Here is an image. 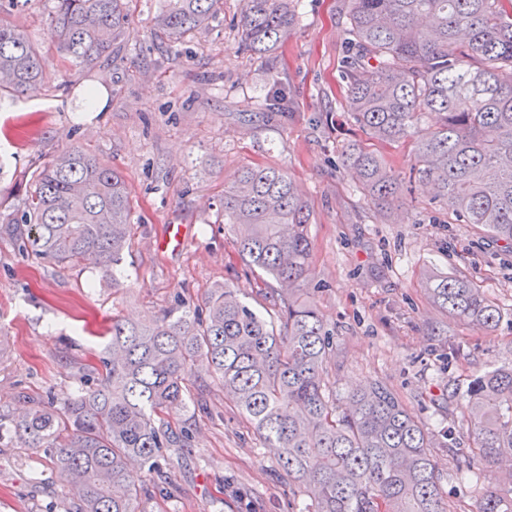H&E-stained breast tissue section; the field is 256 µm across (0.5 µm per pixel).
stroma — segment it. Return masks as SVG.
<instances>
[{
	"mask_svg": "<svg viewBox=\"0 0 512 512\" xmlns=\"http://www.w3.org/2000/svg\"><path fill=\"white\" fill-rule=\"evenodd\" d=\"M161 4L132 0L129 35L84 72L57 64L51 0H0V15L43 48L51 76L41 93L0 101V207L11 210L39 163L69 148L117 169L134 202L132 235L110 276L89 261L57 267L0 237V412L20 414L33 396L76 397L81 375L100 367L98 333L112 317L143 322L198 308L226 284L274 319L222 204L242 168H281L314 214L306 296L333 335L327 392L341 402L368 382L387 385L436 440L450 512H476L479 489L457 473L454 451L472 444L461 421L470 381L512 362V248L475 225L447 223L444 202L421 181L382 208L344 168L342 148L363 137L342 78L347 0H295L299 25L262 56L239 44L241 0H223L207 29L175 47L155 26ZM276 75L288 98L279 124L258 107ZM88 87L97 107L86 104ZM166 224L185 226L183 251H156ZM436 273L482 288L502 312L495 330L437 310L424 288ZM195 374L186 408L168 417L174 437L189 433L187 447L165 450L161 474L133 475L145 512H306L307 496L274 449L205 364ZM70 497L44 453L0 441V512H64Z\"/></svg>",
	"mask_w": 512,
	"mask_h": 512,
	"instance_id": "35a3bbf8",
	"label": "stroma"
}]
</instances>
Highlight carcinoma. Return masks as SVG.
<instances>
[{
  "instance_id": "obj_1",
  "label": "carcinoma",
  "mask_w": 512,
  "mask_h": 512,
  "mask_svg": "<svg viewBox=\"0 0 512 512\" xmlns=\"http://www.w3.org/2000/svg\"><path fill=\"white\" fill-rule=\"evenodd\" d=\"M164 2L156 27L171 43L206 28L220 5ZM292 2L243 0L242 45L265 54L286 39L296 21ZM54 4L52 37L66 63L95 67L129 31V0ZM348 19L343 79L355 122L377 146L413 143L411 174L447 204L448 220L512 245V0H348ZM47 80L41 51L0 17V100L36 93ZM259 106L278 121L287 109L283 89ZM427 112L440 114L441 124L420 135ZM341 156L370 202L386 206L402 192L404 178L377 147L354 142ZM37 170L20 204L0 216V235L59 267L90 259L108 273L119 265L132 228L123 176L80 149ZM311 218L308 200L275 167H246L224 190L239 256L278 284L284 334L224 285L203 317L175 309L139 323L112 318L94 385L60 407L33 397L23 416L0 414V439L8 432L43 449L78 488L65 512H144L130 463L153 470L171 447L165 415L185 405L200 362L278 450V466L303 487L309 512H447L435 439L392 390L371 382L340 405L326 392L332 334L300 294L312 275ZM427 289L455 317L487 330L500 321V308L465 277L438 275ZM465 412L473 448L459 471L478 482L473 458L496 466L512 452V363L471 381ZM477 512H512V469L484 488Z\"/></svg>"
}]
</instances>
